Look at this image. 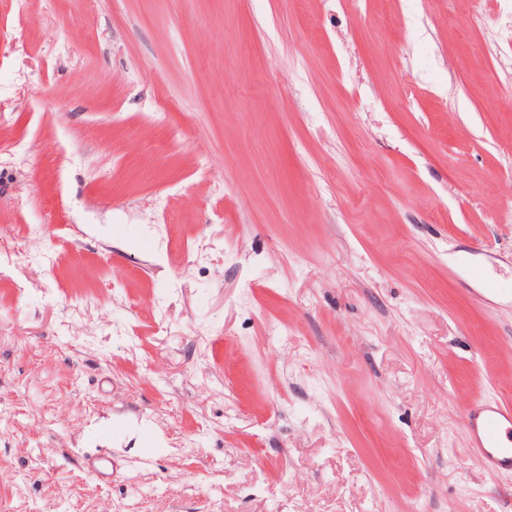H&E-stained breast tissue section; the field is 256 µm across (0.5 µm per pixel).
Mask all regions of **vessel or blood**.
Here are the masks:
<instances>
[{
    "label": "vessel or blood",
    "instance_id": "1",
    "mask_svg": "<svg viewBox=\"0 0 512 512\" xmlns=\"http://www.w3.org/2000/svg\"><path fill=\"white\" fill-rule=\"evenodd\" d=\"M471 449L491 471H512V407L484 402L467 415Z\"/></svg>",
    "mask_w": 512,
    "mask_h": 512
}]
</instances>
